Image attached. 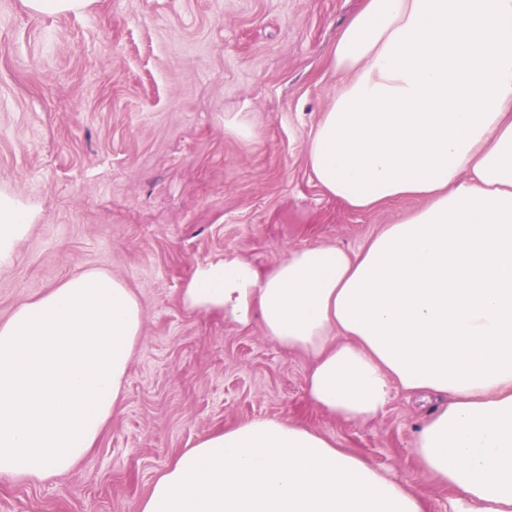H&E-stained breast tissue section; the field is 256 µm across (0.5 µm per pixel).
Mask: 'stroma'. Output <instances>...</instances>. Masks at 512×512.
<instances>
[{
	"instance_id": "35a3bbf8",
	"label": "stroma",
	"mask_w": 512,
	"mask_h": 512,
	"mask_svg": "<svg viewBox=\"0 0 512 512\" xmlns=\"http://www.w3.org/2000/svg\"><path fill=\"white\" fill-rule=\"evenodd\" d=\"M360 3L95 0L76 15L0 0V192L37 212L0 269V319L86 269L124 281L144 310L97 447L51 480L0 479V512H137L182 449L256 417L304 421L448 512L414 456L428 404L398 391L376 422H338L307 401L309 357L260 323L181 304L198 261L232 250L266 271L291 249L356 254L423 206L351 209L306 162L338 88L336 34Z\"/></svg>"
}]
</instances>
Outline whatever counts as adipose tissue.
<instances>
[{"label":"adipose tissue","mask_w":512,"mask_h":512,"mask_svg":"<svg viewBox=\"0 0 512 512\" xmlns=\"http://www.w3.org/2000/svg\"><path fill=\"white\" fill-rule=\"evenodd\" d=\"M339 87L306 145L357 210L416 196L358 254L293 249L259 271L196 263L184 309L311 357L309 403L376 421L394 391L441 403L413 448L450 512H512V0H362L336 35ZM31 211L0 193V268ZM144 312L107 271L76 273L0 320V478L44 481L97 444L123 397ZM137 512H427L424 497L301 421L199 437Z\"/></svg>","instance_id":"adipose-tissue-1"}]
</instances>
